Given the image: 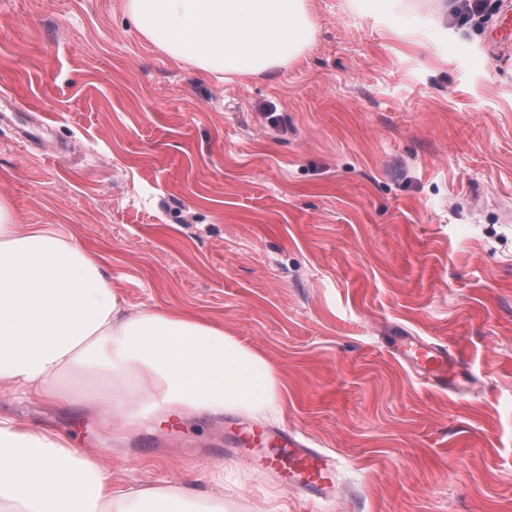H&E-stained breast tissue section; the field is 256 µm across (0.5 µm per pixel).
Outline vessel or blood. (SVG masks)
I'll use <instances>...</instances> for the list:
<instances>
[{"label":"vessel or blood","instance_id":"b4317fda","mask_svg":"<svg viewBox=\"0 0 512 512\" xmlns=\"http://www.w3.org/2000/svg\"><path fill=\"white\" fill-rule=\"evenodd\" d=\"M395 357L422 378L443 386L454 385L452 368L458 352L437 348L417 336H404L394 345ZM267 449L257 455L262 466L284 474L291 487L314 497H325L335 487L336 460L325 452L306 447L296 432L281 430L265 435Z\"/></svg>","mask_w":512,"mask_h":512}]
</instances>
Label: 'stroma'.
<instances>
[{
	"mask_svg": "<svg viewBox=\"0 0 512 512\" xmlns=\"http://www.w3.org/2000/svg\"><path fill=\"white\" fill-rule=\"evenodd\" d=\"M306 0L294 62L241 80L169 57L123 0H0V198L94 252L131 311L223 324L335 455L311 499L225 456L241 411L115 439L92 410L0 393L125 486L224 468L235 512H512V11ZM462 346L457 390L394 358Z\"/></svg>",
	"mask_w": 512,
	"mask_h": 512,
	"instance_id": "1",
	"label": "stroma"
}]
</instances>
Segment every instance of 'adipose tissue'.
Segmentation results:
<instances>
[{
	"mask_svg": "<svg viewBox=\"0 0 512 512\" xmlns=\"http://www.w3.org/2000/svg\"><path fill=\"white\" fill-rule=\"evenodd\" d=\"M139 34L207 74L288 65L314 36L306 0H125ZM108 433L149 412L283 417L281 381L223 325L180 309L130 312L99 260L48 224H17L0 199V391L60 405L62 378ZM193 485L118 488L98 456L50 428L0 415V512H192Z\"/></svg>",
	"mask_w": 512,
	"mask_h": 512,
	"instance_id": "adipose-tissue-1",
	"label": "adipose tissue"
}]
</instances>
